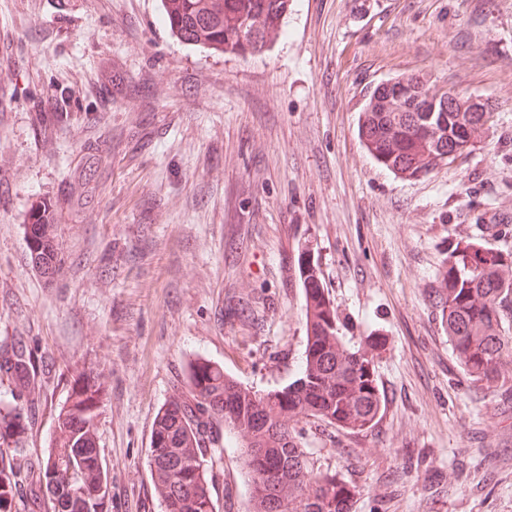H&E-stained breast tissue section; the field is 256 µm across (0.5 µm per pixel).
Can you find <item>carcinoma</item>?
I'll return each mask as SVG.
<instances>
[{
  "label": "carcinoma",
  "instance_id": "obj_1",
  "mask_svg": "<svg viewBox=\"0 0 512 512\" xmlns=\"http://www.w3.org/2000/svg\"><path fill=\"white\" fill-rule=\"evenodd\" d=\"M162 16L180 41L245 56L261 53L282 33L289 0H160ZM429 79L408 75L378 84L359 120V136L380 164L414 178L452 162L487 134L492 107L476 97L442 89L429 97ZM36 131L51 137L61 112H37ZM82 188L70 205L80 208L95 192L87 169L74 173ZM57 204L40 197L26 213V244L33 266L49 282L64 258L57 241ZM298 270L306 298L303 364L288 384L256 393L206 359L191 363L187 394L158 412L151 432L149 465L166 512H219L210 485L227 452L243 459L253 490V512H352L354 488L315 468L298 428L310 419L342 429L370 428L383 398L367 351L343 342L336 308L325 296L311 254ZM512 252L481 239L451 242L429 294L463 373L489 388L508 381L512 363ZM0 375L15 391L0 394V443L15 444L0 465V512H16V492L34 487L50 512H107L109 490L96 445L100 388L82 371L73 376L68 402L56 414V438L47 455L24 464L16 445L28 428L35 368L21 344L0 347Z\"/></svg>",
  "mask_w": 512,
  "mask_h": 512
}]
</instances>
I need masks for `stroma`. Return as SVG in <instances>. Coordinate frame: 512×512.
Returning a JSON list of instances; mask_svg holds the SVG:
<instances>
[{
	"label": "stroma",
	"mask_w": 512,
	"mask_h": 512,
	"mask_svg": "<svg viewBox=\"0 0 512 512\" xmlns=\"http://www.w3.org/2000/svg\"><path fill=\"white\" fill-rule=\"evenodd\" d=\"M410 74L494 115L469 154L407 180L358 119L373 86ZM40 110L66 115L52 141ZM93 148L111 157L77 210ZM39 196L60 202L51 283L25 243ZM482 236L512 251V0H293L247 56L180 42L160 0H0V344L37 368L29 461L73 369L102 385L109 512H163L151 431L195 358L258 393L293 376L305 248L384 397L362 432L304 427L321 469L359 487L352 512H512V398L469 383L427 296L448 243ZM212 494L251 512L241 460Z\"/></svg>",
	"instance_id": "obj_1"
}]
</instances>
